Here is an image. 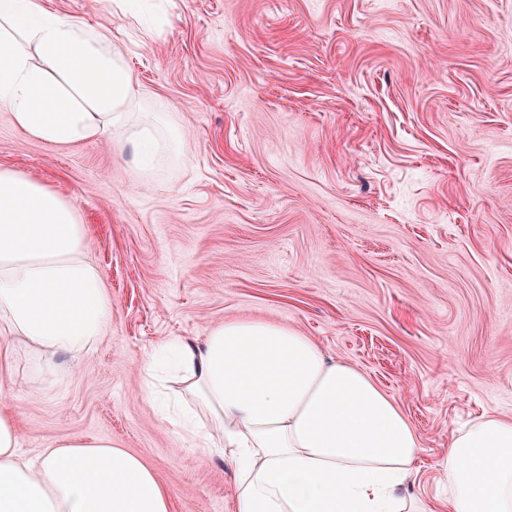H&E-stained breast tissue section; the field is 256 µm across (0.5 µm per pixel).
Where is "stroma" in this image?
<instances>
[{"mask_svg":"<svg viewBox=\"0 0 512 512\" xmlns=\"http://www.w3.org/2000/svg\"><path fill=\"white\" fill-rule=\"evenodd\" d=\"M119 37L186 151L152 176L95 141L45 144L0 109V167L74 207L112 298L106 336L9 400L28 458L119 444L172 512H233L234 470L141 395L140 360L231 319L282 323L394 397L423 446L406 492L448 498L453 432L512 417V0H44Z\"/></svg>","mask_w":512,"mask_h":512,"instance_id":"stroma-1","label":"stroma"}]
</instances>
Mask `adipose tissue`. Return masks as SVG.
Wrapping results in <instances>:
<instances>
[{"instance_id": "obj_1", "label": "adipose tissue", "mask_w": 512, "mask_h": 512, "mask_svg": "<svg viewBox=\"0 0 512 512\" xmlns=\"http://www.w3.org/2000/svg\"><path fill=\"white\" fill-rule=\"evenodd\" d=\"M137 86L109 32L49 11L43 0H0V107L50 145L111 128L151 175L182 141L178 130L128 127ZM73 206L29 176L0 168V373L16 345L37 364L79 354L112 318L100 270ZM166 394L154 355L143 394L206 454L235 467L234 512H407L422 442L395 399L355 366L327 359L287 326L229 320L179 340ZM0 388V512H171L170 492L139 457L106 440L66 442L38 461L19 454ZM450 512H512V418L458 429L440 462Z\"/></svg>"}]
</instances>
